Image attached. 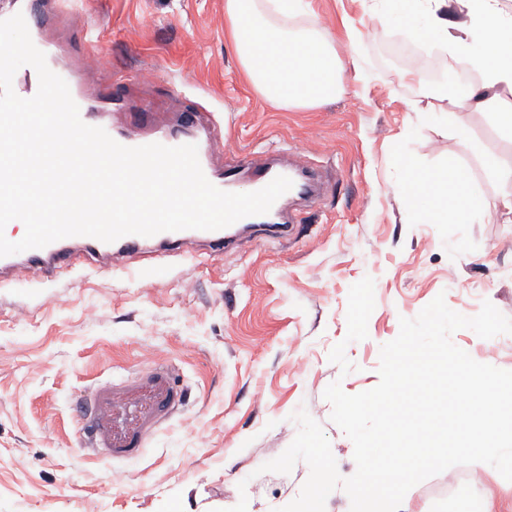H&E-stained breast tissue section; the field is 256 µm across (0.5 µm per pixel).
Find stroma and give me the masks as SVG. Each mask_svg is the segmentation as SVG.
Segmentation results:
<instances>
[{"label": "stroma", "mask_w": 512, "mask_h": 512, "mask_svg": "<svg viewBox=\"0 0 512 512\" xmlns=\"http://www.w3.org/2000/svg\"><path fill=\"white\" fill-rule=\"evenodd\" d=\"M65 27L39 37L61 66L91 71L92 88L124 84L125 126L152 115L151 130L176 126L195 105L215 112L223 145L212 165L244 154H297L323 191L288 238H255L221 256L185 257L166 277L138 280L121 267H92L52 283L0 288V512H276L309 476L263 471L282 454L306 412L330 442L341 476L355 473L351 440L331 419L333 382L357 394L379 382L381 347L400 318L437 295L468 317L490 301L512 318V210L481 164L490 151L512 159V141L487 118L460 111L457 129L430 117L405 63L390 62L389 39H413L382 20L383 0H313L344 47L373 74L335 102L283 111L247 85L224 41V0H60ZM101 42L85 55L83 38ZM466 169L481 202L469 224H412L397 185L403 159ZM374 281L366 339L346 342L350 287ZM453 343L478 362L512 370V334L491 339L462 329ZM345 343L350 372L330 361ZM156 362L173 364L189 399L133 462L81 452L74 403L88 387ZM457 465L411 488L404 512H478L487 496L512 500V482L483 471L470 497L448 503L440 489L471 473Z\"/></svg>", "instance_id": "stroma-1"}]
</instances>
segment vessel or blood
<instances>
[{"label":"vessel or blood","instance_id":"1","mask_svg":"<svg viewBox=\"0 0 512 512\" xmlns=\"http://www.w3.org/2000/svg\"><path fill=\"white\" fill-rule=\"evenodd\" d=\"M55 0H28L22 11L29 29L39 28L55 18ZM71 95L77 103L83 122L102 125L77 88L71 73H64ZM15 92L23 98L32 97L38 89V76L33 68L18 69L13 78ZM219 122L214 113L193 112L185 116L181 126L158 134L134 133L127 129L112 131L118 143L134 147L151 143L166 146L194 144L206 178L221 190H229L240 178H248L252 190H259L278 176H290L293 186L290 196L302 197L311 191V182L290 173L288 167L269 161L258 162L243 158L235 167L216 173L210 159L221 140ZM273 222H255L245 217L217 231L182 230L162 232L151 237L128 235L112 243L87 236H73L55 241L43 248L0 257V288L29 280L40 273L43 280L55 281L60 270L77 271L85 257H92L99 269H112L116 263H139L138 275L151 279L162 273L163 258L184 255L189 245L199 244L209 256L223 255L225 249L236 246L244 238L288 235L295 220L294 213L285 211L282 202L270 210ZM184 402V390L175 384V369L166 363H156L137 369L120 380H109L87 389L79 398L81 416L76 426V438L82 451L103 456L115 462H128L141 457L147 444L159 431L174 408Z\"/></svg>","mask_w":512,"mask_h":512}]
</instances>
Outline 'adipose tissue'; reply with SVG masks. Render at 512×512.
Instances as JSON below:
<instances>
[{
    "label": "adipose tissue",
    "mask_w": 512,
    "mask_h": 512,
    "mask_svg": "<svg viewBox=\"0 0 512 512\" xmlns=\"http://www.w3.org/2000/svg\"><path fill=\"white\" fill-rule=\"evenodd\" d=\"M389 18L413 25L418 7L428 24L418 36L429 49L455 50L458 60L477 67L481 81L444 101L449 127L459 110L489 117L499 133L512 139V18L498 0H385ZM303 25H293L296 17ZM228 44L252 90L278 108L312 110L345 93V63L336 35L309 9V0H224ZM400 191L410 201L415 224H468L480 210L465 172L455 164L431 170L404 161Z\"/></svg>",
    "instance_id": "1"
}]
</instances>
